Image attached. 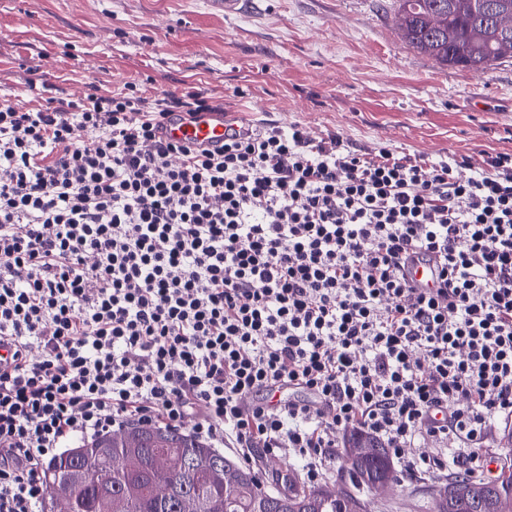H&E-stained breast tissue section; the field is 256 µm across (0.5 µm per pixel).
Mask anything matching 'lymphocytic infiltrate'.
<instances>
[{
	"label": "lymphocytic infiltrate",
	"mask_w": 512,
	"mask_h": 512,
	"mask_svg": "<svg viewBox=\"0 0 512 512\" xmlns=\"http://www.w3.org/2000/svg\"><path fill=\"white\" fill-rule=\"evenodd\" d=\"M220 109L133 85L0 101V512H43L46 466L133 421L317 484L337 433L470 473L512 420V154L462 177L298 125L162 136Z\"/></svg>",
	"instance_id": "lymphocytic-infiltrate-1"
}]
</instances>
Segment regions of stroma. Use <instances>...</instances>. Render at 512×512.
Masks as SVG:
<instances>
[{
  "instance_id": "35a3bbf8",
  "label": "stroma",
  "mask_w": 512,
  "mask_h": 512,
  "mask_svg": "<svg viewBox=\"0 0 512 512\" xmlns=\"http://www.w3.org/2000/svg\"><path fill=\"white\" fill-rule=\"evenodd\" d=\"M388 0H0V99L34 108L29 80L75 100L136 84L194 89L248 122L298 124L367 149L477 164L512 153V61L439 65L398 36ZM446 474H401L367 512H434Z\"/></svg>"
}]
</instances>
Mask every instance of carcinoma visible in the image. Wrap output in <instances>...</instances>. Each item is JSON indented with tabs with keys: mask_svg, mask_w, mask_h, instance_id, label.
I'll return each mask as SVG.
<instances>
[{
	"mask_svg": "<svg viewBox=\"0 0 512 512\" xmlns=\"http://www.w3.org/2000/svg\"><path fill=\"white\" fill-rule=\"evenodd\" d=\"M485 5L497 14L512 16V0H394L393 10L401 38L414 50L445 66L486 70L512 60V28L504 30L490 22ZM129 429L140 436L137 446L120 443L111 433L80 441L46 468V486L73 481L79 488L80 512H108L98 485L103 472L111 475L112 495L127 501L128 512H209L210 504L220 499L224 512H362L360 491H370L383 480H397L387 449L364 433L354 434L346 448L336 453L350 488L333 495L324 488H305L292 481L284 490H271L257 472L223 456L186 429L140 424H131ZM361 443L379 449L378 454L350 455L348 449ZM157 448L167 454L172 468L174 494L165 503H154L142 493L149 459ZM187 455L200 465L223 456L241 482H211L203 470L182 467ZM448 484L457 494L437 505L439 512H512V465L495 480L451 477Z\"/></svg>",
	"mask_w": 512,
	"mask_h": 512,
	"instance_id": "obj_1",
	"label": "carcinoma"
}]
</instances>
